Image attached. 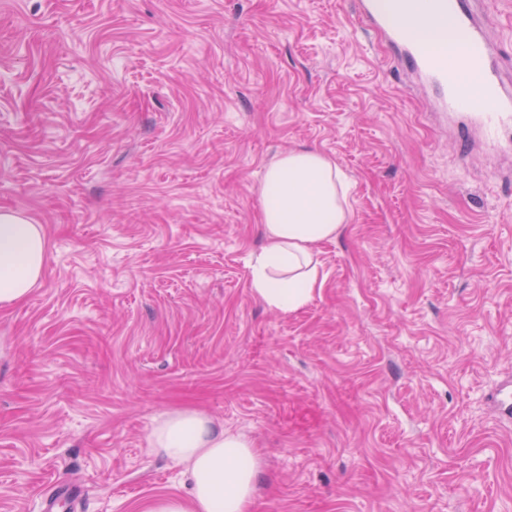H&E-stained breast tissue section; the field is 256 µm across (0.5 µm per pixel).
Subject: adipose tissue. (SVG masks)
<instances>
[{
    "instance_id": "adipose-tissue-1",
    "label": "adipose tissue",
    "mask_w": 512,
    "mask_h": 512,
    "mask_svg": "<svg viewBox=\"0 0 512 512\" xmlns=\"http://www.w3.org/2000/svg\"><path fill=\"white\" fill-rule=\"evenodd\" d=\"M348 191L342 172L318 152L291 151L267 168L259 187L267 245L251 264L252 294L266 307L288 314L312 299L320 285L318 247L342 233ZM48 250L41 225L0 213V306L33 292ZM147 446L192 481L190 501L161 496L147 512H251L260 460L246 436L185 409L161 416Z\"/></svg>"
}]
</instances>
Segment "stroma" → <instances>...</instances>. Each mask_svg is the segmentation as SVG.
Instances as JSON below:
<instances>
[{
  "instance_id": "35a3bbf8",
  "label": "stroma",
  "mask_w": 512,
  "mask_h": 512,
  "mask_svg": "<svg viewBox=\"0 0 512 512\" xmlns=\"http://www.w3.org/2000/svg\"><path fill=\"white\" fill-rule=\"evenodd\" d=\"M512 86V0H475ZM355 0H0V212L44 275L0 308V512H147L199 410L247 436L252 512H512V148L428 106ZM352 183L323 285L250 291L259 183Z\"/></svg>"
}]
</instances>
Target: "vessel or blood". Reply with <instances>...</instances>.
I'll return each instance as SVG.
<instances>
[{
    "instance_id": "obj_1",
    "label": "vessel or blood",
    "mask_w": 512,
    "mask_h": 512,
    "mask_svg": "<svg viewBox=\"0 0 512 512\" xmlns=\"http://www.w3.org/2000/svg\"><path fill=\"white\" fill-rule=\"evenodd\" d=\"M356 10L394 60L436 89L434 110L462 118L494 139L512 129V90L491 61L488 30L476 19L471 0H356ZM418 15L434 26L454 25L449 53L433 52L415 38L412 20Z\"/></svg>"
}]
</instances>
